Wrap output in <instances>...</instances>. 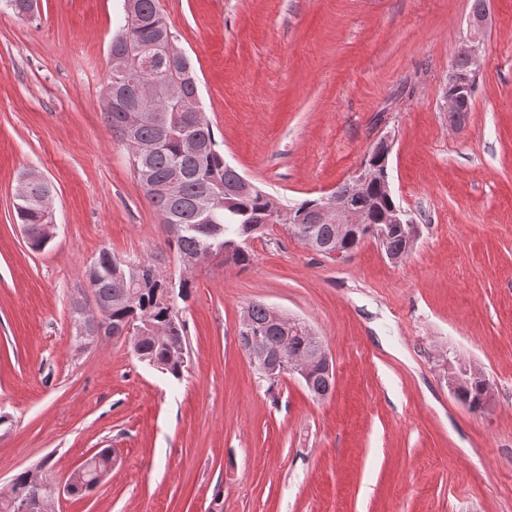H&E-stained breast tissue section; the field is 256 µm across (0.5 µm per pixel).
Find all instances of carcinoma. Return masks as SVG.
I'll list each match as a JSON object with an SVG mask.
<instances>
[{"mask_svg":"<svg viewBox=\"0 0 512 512\" xmlns=\"http://www.w3.org/2000/svg\"><path fill=\"white\" fill-rule=\"evenodd\" d=\"M137 17L125 12L118 19L114 39H129L143 46H150L168 36L169 27L160 9L159 0H135ZM170 73L166 60L152 58L143 75L153 80H163ZM186 83L187 100L175 108L165 101L156 104L152 112L142 113L135 127L137 142L125 143L129 154H134L140 143H153L155 149L136 159L135 174L145 190L147 201L162 216V223L177 224L181 232L168 236L166 244L182 259H191L204 251L221 255L223 264L248 265L253 259L251 242L260 237L266 225L260 223L273 205L270 197L252 187L240 193L233 191L242 175L235 167L224 160L215 139L212 125L205 113L197 111L193 99L197 79L193 66H188ZM197 134L202 140L201 147L195 152H187L182 143L186 136ZM180 175L182 191L174 200L164 198L156 187L165 183L169 177ZM51 189L45 181L20 184L14 200V210L19 223L24 227H36L53 223L52 213L44 209L40 199ZM321 199L304 200L294 205L280 206L282 215L274 218L273 223L284 224L288 232L296 239L312 234L327 248H343L351 253L367 237L379 241L388 255H408L414 241L407 224H383L382 212L391 206L399 205L394 198L386 199L375 191L359 199L360 208L368 215V223L358 237L336 244V226L316 224L313 215ZM170 277L162 270L143 279L142 283L131 288L114 287L115 276L110 263V251L99 252L95 261L86 272L88 287L103 300L110 314L100 317L99 322L86 323L89 333H94L98 324L110 322L119 327L124 323L138 324L148 319L157 324L171 322V307L163 300V290ZM254 331L265 333L269 352L279 349L280 331H268L266 304L253 302L247 306ZM176 344L187 345L186 321L172 328L171 334L164 340L151 337L131 343L138 360L152 366L175 379L183 376L188 367L187 357H173L170 348ZM486 378L472 381L461 388L457 400L476 412ZM333 381L316 370L310 394L322 399L327 397ZM112 450L103 448L91 457L88 468L73 484V495L83 496L95 489L97 470L105 469L111 461ZM20 488L29 494L39 487L30 482V472L21 471L11 480L6 491H0V512H16L14 494Z\"/></svg>","mask_w":512,"mask_h":512,"instance_id":"cac0c4a2","label":"carcinoma"}]
</instances>
